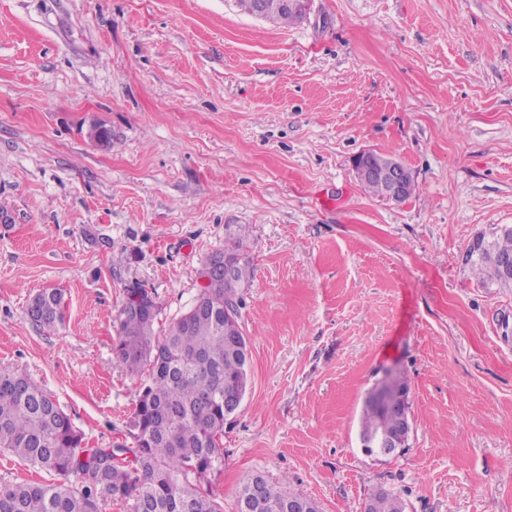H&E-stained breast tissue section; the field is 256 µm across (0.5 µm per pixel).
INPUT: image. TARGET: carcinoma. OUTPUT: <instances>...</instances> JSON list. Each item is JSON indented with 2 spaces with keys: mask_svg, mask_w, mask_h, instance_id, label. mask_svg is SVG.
I'll return each mask as SVG.
<instances>
[{
  "mask_svg": "<svg viewBox=\"0 0 512 512\" xmlns=\"http://www.w3.org/2000/svg\"><path fill=\"white\" fill-rule=\"evenodd\" d=\"M261 19L297 24L299 17L267 0ZM492 255L470 263L484 288H512L498 259L512 257V232H491ZM224 258L236 261L229 278H212L191 306L162 334L159 305L147 295L143 310L124 303L116 357L132 373L147 372L130 421V440L89 448L84 433L52 395L26 373L0 369V448L55 476L46 484L0 486V512H100L105 500L128 503L130 512H223L213 477L224 468V400L244 393L250 380L248 338L240 324L242 291L253 277L246 239L224 237ZM33 324L51 332L65 317V299L39 290L29 299ZM395 403L362 408L360 438L374 441L396 429ZM265 512L299 498L288 479L265 482ZM395 493H371L365 512H404Z\"/></svg>",
  "mask_w": 512,
  "mask_h": 512,
  "instance_id": "carcinoma-1",
  "label": "carcinoma"
}]
</instances>
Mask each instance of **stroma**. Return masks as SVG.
I'll return each instance as SVG.
<instances>
[{
    "mask_svg": "<svg viewBox=\"0 0 512 512\" xmlns=\"http://www.w3.org/2000/svg\"><path fill=\"white\" fill-rule=\"evenodd\" d=\"M368 150L415 193H367ZM0 207V368L90 446L127 434L142 381L113 351L129 289L167 326L235 232L251 382L224 512L254 471L320 512L380 488L406 512H512V288L463 260L512 225V0H314L285 28L234 0H0ZM38 289L64 295L56 332L27 316ZM385 368L411 388L390 456L360 441Z\"/></svg>",
    "mask_w": 512,
    "mask_h": 512,
    "instance_id": "1",
    "label": "stroma"
}]
</instances>
